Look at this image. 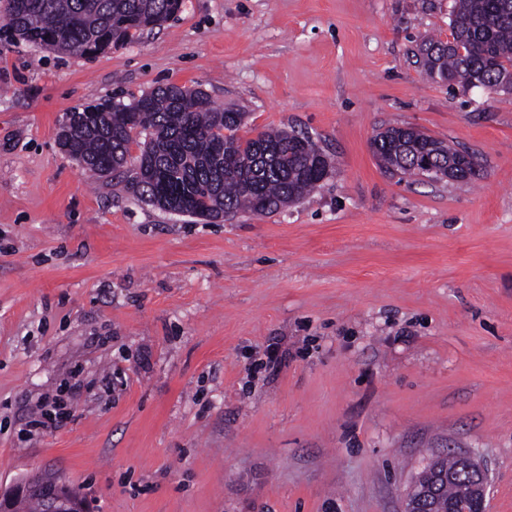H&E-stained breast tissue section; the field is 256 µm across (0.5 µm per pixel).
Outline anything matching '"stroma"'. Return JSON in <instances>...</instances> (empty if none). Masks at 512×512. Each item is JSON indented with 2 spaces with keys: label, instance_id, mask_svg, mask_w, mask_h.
Segmentation results:
<instances>
[{
  "label": "stroma",
  "instance_id": "stroma-1",
  "mask_svg": "<svg viewBox=\"0 0 512 512\" xmlns=\"http://www.w3.org/2000/svg\"><path fill=\"white\" fill-rule=\"evenodd\" d=\"M452 5L182 0L93 60L0 43V486L48 470L91 512H402L432 457L466 453L486 512H512V95L426 79L413 50ZM166 84L333 169L213 223L60 150L73 108ZM406 125L479 178L385 173L370 139ZM58 396L68 418L33 428Z\"/></svg>",
  "mask_w": 512,
  "mask_h": 512
}]
</instances>
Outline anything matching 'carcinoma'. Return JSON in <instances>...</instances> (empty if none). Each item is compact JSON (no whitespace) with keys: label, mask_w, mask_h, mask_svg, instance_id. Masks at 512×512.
<instances>
[{"label":"carcinoma","mask_w":512,"mask_h":512,"mask_svg":"<svg viewBox=\"0 0 512 512\" xmlns=\"http://www.w3.org/2000/svg\"><path fill=\"white\" fill-rule=\"evenodd\" d=\"M181 0H3L0 32L13 40L59 53L96 58L144 30L161 27ZM451 39L426 38L414 56L425 73L448 86L512 91V0H453ZM248 113L211 105L201 90L159 86L128 104L109 101L75 108L58 134L62 150L82 170L119 178L134 161L131 186L162 209L182 207L211 222L240 213L270 215L313 192L332 160L309 137L295 131L262 130L251 138L239 131ZM144 136L131 157L133 134ZM391 176L425 174L429 159L440 172L463 164L465 182L476 176V156L412 127H389L371 142ZM447 470L454 480L441 486L435 507L446 512L470 483L472 473L456 457L438 456L420 473L435 483Z\"/></svg>","instance_id":"cac0c4a2"}]
</instances>
